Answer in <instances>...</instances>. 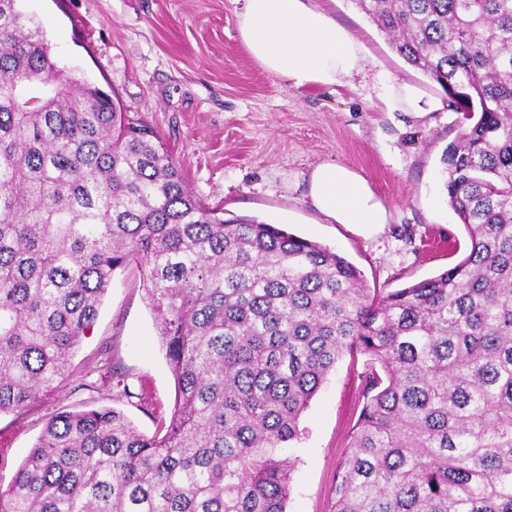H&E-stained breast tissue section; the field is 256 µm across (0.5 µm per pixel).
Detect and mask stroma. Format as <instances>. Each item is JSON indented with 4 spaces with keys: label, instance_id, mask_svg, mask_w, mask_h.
Returning <instances> with one entry per match:
<instances>
[{
    "label": "stroma",
    "instance_id": "stroma-1",
    "mask_svg": "<svg viewBox=\"0 0 512 512\" xmlns=\"http://www.w3.org/2000/svg\"><path fill=\"white\" fill-rule=\"evenodd\" d=\"M21 8L40 22L59 65L157 130L194 195L225 218L281 225L346 257L368 287L389 291L438 274L467 248L441 162L460 115L352 0H336L334 16L366 61L350 86L334 92L295 90L262 72L239 43L233 0H22ZM401 83L437 109L417 118L407 107L389 108L386 89ZM322 162L360 171L388 206L390 223L367 233L314 210L303 175ZM116 370L126 389L114 388ZM362 370L347 358L337 362L302 413L298 440L283 450L293 464L286 512H333ZM175 396L142 272H116L69 374L24 410L0 414V487L56 413L115 407L151 436L166 431Z\"/></svg>",
    "mask_w": 512,
    "mask_h": 512
}]
</instances>
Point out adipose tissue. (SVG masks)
I'll list each match as a JSON object with an SVG mask.
<instances>
[{
    "instance_id": "1",
    "label": "adipose tissue",
    "mask_w": 512,
    "mask_h": 512,
    "mask_svg": "<svg viewBox=\"0 0 512 512\" xmlns=\"http://www.w3.org/2000/svg\"><path fill=\"white\" fill-rule=\"evenodd\" d=\"M240 41L267 74L294 89L349 86L362 70L360 45L332 15L333 0H234ZM312 207L330 222L366 231L390 212L358 170L333 162L306 175Z\"/></svg>"
}]
</instances>
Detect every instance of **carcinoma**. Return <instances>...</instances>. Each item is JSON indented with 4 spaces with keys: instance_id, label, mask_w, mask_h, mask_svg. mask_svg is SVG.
<instances>
[{
    "instance_id": "cac0c4a2",
    "label": "carcinoma",
    "mask_w": 512,
    "mask_h": 512,
    "mask_svg": "<svg viewBox=\"0 0 512 512\" xmlns=\"http://www.w3.org/2000/svg\"><path fill=\"white\" fill-rule=\"evenodd\" d=\"M351 2L468 113L443 155L468 250L392 291L201 203L160 135L0 0V414L66 373L133 264L177 391L162 435L114 407L51 417L0 512H286L278 449L358 355L333 512H512V0Z\"/></svg>"
}]
</instances>
